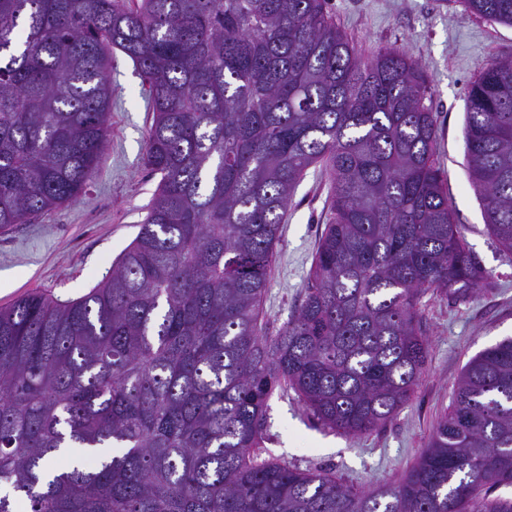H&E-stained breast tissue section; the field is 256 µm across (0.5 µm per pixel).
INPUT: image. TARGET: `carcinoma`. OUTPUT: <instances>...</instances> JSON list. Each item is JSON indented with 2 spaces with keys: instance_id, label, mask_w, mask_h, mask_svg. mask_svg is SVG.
I'll return each mask as SVG.
<instances>
[{
  "instance_id": "obj_1",
  "label": "carcinoma",
  "mask_w": 512,
  "mask_h": 512,
  "mask_svg": "<svg viewBox=\"0 0 512 512\" xmlns=\"http://www.w3.org/2000/svg\"><path fill=\"white\" fill-rule=\"evenodd\" d=\"M512 26V0H463ZM327 0H0V230L80 196L106 147L108 52L140 69L160 176L89 293L0 309V512H512V336L464 366L419 461L365 491L259 458L267 402L376 431L416 391L421 298L488 273L455 222L418 64L361 56ZM468 180L512 254V58L466 92ZM331 219L302 299L263 303L280 224L315 164ZM62 448H84L46 469Z\"/></svg>"
}]
</instances>
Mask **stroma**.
<instances>
[{
	"label": "stroma",
	"mask_w": 512,
	"mask_h": 512,
	"mask_svg": "<svg viewBox=\"0 0 512 512\" xmlns=\"http://www.w3.org/2000/svg\"><path fill=\"white\" fill-rule=\"evenodd\" d=\"M337 27L363 54L405 51L431 89L437 156L466 241L490 275L464 303L422 299L429 357L413 400L383 428L347 436L314 422L294 392L275 390L258 454L302 470L323 468L364 490L399 481L425 450L467 361L512 336V256L488 234L465 169V92L495 58L512 57V27L470 12L462 0H328ZM112 112L100 168L76 201L0 231V308L40 291L65 301L87 294L134 240L159 179L143 164L153 122L135 64L110 52ZM324 171L310 168L281 226L264 313L276 327L300 302L319 237L331 217Z\"/></svg>",
	"instance_id": "35a3bbf8"
}]
</instances>
